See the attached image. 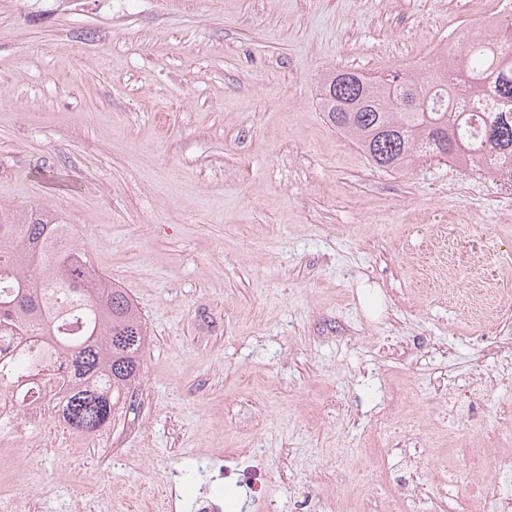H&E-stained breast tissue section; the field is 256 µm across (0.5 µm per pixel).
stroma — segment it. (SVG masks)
<instances>
[{
  "mask_svg": "<svg viewBox=\"0 0 512 512\" xmlns=\"http://www.w3.org/2000/svg\"><path fill=\"white\" fill-rule=\"evenodd\" d=\"M498 0H0V207L70 224L151 337L92 435L0 413L39 512H442L459 440L512 437V187L374 167L325 74L421 72ZM400 400L392 428L377 412ZM421 494L394 505L408 456ZM175 484L178 508L156 497Z\"/></svg>",
  "mask_w": 512,
  "mask_h": 512,
  "instance_id": "1",
  "label": "stroma"
}]
</instances>
